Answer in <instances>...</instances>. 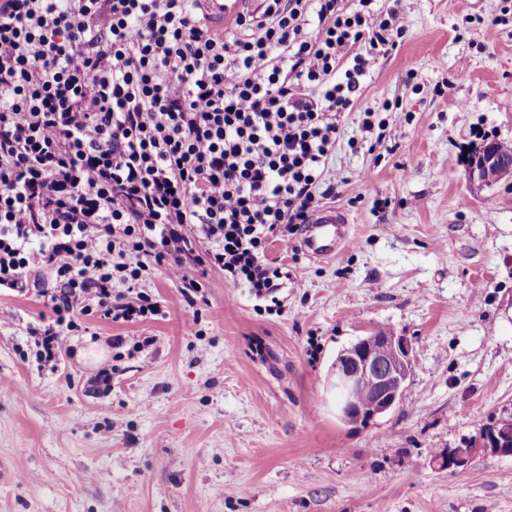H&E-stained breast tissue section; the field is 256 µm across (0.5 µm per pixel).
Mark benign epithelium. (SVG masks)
I'll return each mask as SVG.
<instances>
[{"label": "benign epithelium", "instance_id": "benign-epithelium-1", "mask_svg": "<svg viewBox=\"0 0 512 512\" xmlns=\"http://www.w3.org/2000/svg\"><path fill=\"white\" fill-rule=\"evenodd\" d=\"M468 178L479 187L512 185V159L498 155L492 143L478 148L469 158ZM413 356L401 336L372 331L342 350L333 362L328 386L336 397L340 418L350 424L365 421L356 404L358 398L374 400L371 418L386 414L400 402L412 366ZM482 447L493 454H512V419L504 420L484 433ZM473 449L450 448L438 460L442 468L467 464Z\"/></svg>", "mask_w": 512, "mask_h": 512}]
</instances>
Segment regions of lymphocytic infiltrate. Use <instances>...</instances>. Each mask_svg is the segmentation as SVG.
<instances>
[{"mask_svg":"<svg viewBox=\"0 0 512 512\" xmlns=\"http://www.w3.org/2000/svg\"><path fill=\"white\" fill-rule=\"evenodd\" d=\"M262 0L235 30L198 0H0V288L38 291L39 360L85 317L145 322L157 270L187 305L206 266L273 294L268 242L316 203L394 0Z\"/></svg>","mask_w":512,"mask_h":512,"instance_id":"obj_1","label":"lymphocytic infiltrate"}]
</instances>
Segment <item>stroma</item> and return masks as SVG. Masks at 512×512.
<instances>
[{
    "label": "stroma",
    "mask_w": 512,
    "mask_h": 512,
    "mask_svg": "<svg viewBox=\"0 0 512 512\" xmlns=\"http://www.w3.org/2000/svg\"><path fill=\"white\" fill-rule=\"evenodd\" d=\"M399 23L317 202L347 216L351 243L314 258L304 230L271 240L288 270L273 297L200 267L192 309L161 272L146 291L162 318H87L72 344L101 358L44 366L27 329L50 307L0 291V512H512V455L481 446L512 417V187L467 175L476 147L512 143V7L405 0ZM367 111L380 133L360 132ZM373 330L410 345V395L349 424L326 379ZM113 336L153 342L118 358ZM465 446V467L436 465Z\"/></svg>",
    "instance_id": "1"
}]
</instances>
